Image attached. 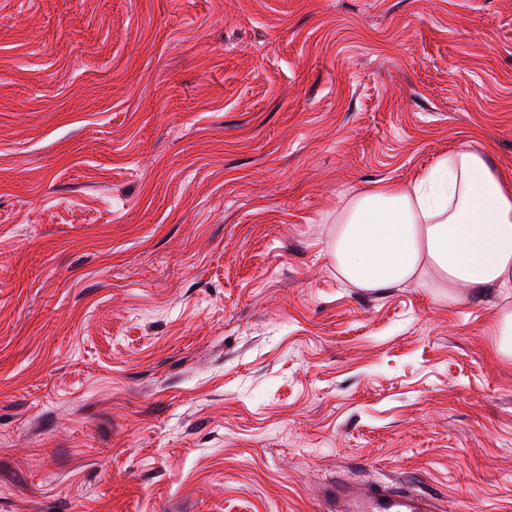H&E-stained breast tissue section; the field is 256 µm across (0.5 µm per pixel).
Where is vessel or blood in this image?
Returning <instances> with one entry per match:
<instances>
[{
	"label": "vessel or blood",
	"mask_w": 512,
	"mask_h": 512,
	"mask_svg": "<svg viewBox=\"0 0 512 512\" xmlns=\"http://www.w3.org/2000/svg\"><path fill=\"white\" fill-rule=\"evenodd\" d=\"M327 512H435L434 500L388 484L364 488L340 480L322 492Z\"/></svg>",
	"instance_id": "vessel-or-blood-1"
}]
</instances>
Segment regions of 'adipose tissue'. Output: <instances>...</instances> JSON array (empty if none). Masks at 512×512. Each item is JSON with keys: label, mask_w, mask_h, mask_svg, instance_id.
I'll return each mask as SVG.
<instances>
[{"label": "adipose tissue", "mask_w": 512, "mask_h": 512, "mask_svg": "<svg viewBox=\"0 0 512 512\" xmlns=\"http://www.w3.org/2000/svg\"><path fill=\"white\" fill-rule=\"evenodd\" d=\"M326 254L366 289L512 288V189L460 142L424 175L342 197Z\"/></svg>", "instance_id": "ef3b65f1"}]
</instances>
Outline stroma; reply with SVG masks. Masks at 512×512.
Returning <instances> with one entry per match:
<instances>
[{
	"mask_svg": "<svg viewBox=\"0 0 512 512\" xmlns=\"http://www.w3.org/2000/svg\"><path fill=\"white\" fill-rule=\"evenodd\" d=\"M463 140L512 177V0H0V512H512V290L325 254ZM495 343L498 353L512 359V312H504L498 318L494 330ZM328 512H434V500L401 487L377 484L358 488L338 480L322 491Z\"/></svg>",
	"mask_w": 512,
	"mask_h": 512,
	"instance_id": "obj_1",
	"label": "stroma"
}]
</instances>
